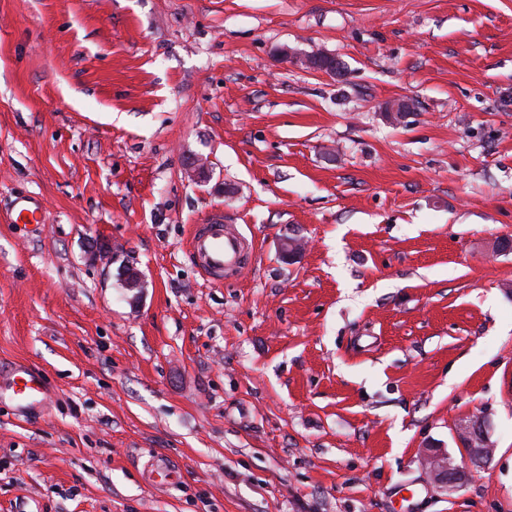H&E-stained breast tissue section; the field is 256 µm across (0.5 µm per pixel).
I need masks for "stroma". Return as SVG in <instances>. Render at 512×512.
I'll return each mask as SVG.
<instances>
[{
	"instance_id": "stroma-1",
	"label": "stroma",
	"mask_w": 512,
	"mask_h": 512,
	"mask_svg": "<svg viewBox=\"0 0 512 512\" xmlns=\"http://www.w3.org/2000/svg\"><path fill=\"white\" fill-rule=\"evenodd\" d=\"M215 215L254 243L221 283ZM510 239L512 0H0V365L50 390L0 399V512H512ZM284 55L286 58L293 59L300 63V65L305 69L325 72L334 77H341L344 72L340 61L331 53L321 52L315 54H303L296 48H289L284 51ZM320 59L334 60L335 65L333 64V66L329 67L327 71L326 68L320 69L317 64ZM46 221V213L41 204L30 200H19L13 209L14 224H31L42 226ZM189 254L208 280L223 282L224 274H237L248 263L252 250L236 226H224L223 219L213 218L192 225ZM3 392H8L16 414L23 418H29L48 401L42 375L36 369L22 364L15 365L6 379L0 375V396ZM459 436L463 442V464L452 465L446 454H426L422 457V465L433 481L447 488L461 480L466 465H479L491 459L494 444L491 442L484 415L473 416L459 428Z\"/></svg>"
}]
</instances>
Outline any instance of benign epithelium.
I'll return each mask as SVG.
<instances>
[{"label": "benign epithelium", "instance_id": "7a95c632", "mask_svg": "<svg viewBox=\"0 0 512 512\" xmlns=\"http://www.w3.org/2000/svg\"><path fill=\"white\" fill-rule=\"evenodd\" d=\"M285 57L293 59L309 70H319L318 61L328 59L335 61V65L327 69V74L340 77L343 75V67L336 56L331 53L321 52L315 54H304L296 48H289L284 51ZM411 104L406 100H396L383 107L385 117L390 123H395V117L408 115ZM190 176L204 182L210 173V164L207 160L194 157L187 164ZM304 249L301 239L286 236L280 244V253L283 258L291 260L299 255ZM459 436L463 442L464 455L463 465H453L448 462L447 455L437 453L426 454L422 457V465L430 474L433 481L445 488L451 487L461 480L464 466L468 464L479 465L493 456L494 444L491 442L485 416L477 415L459 428Z\"/></svg>", "mask_w": 512, "mask_h": 512}]
</instances>
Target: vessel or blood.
<instances>
[{
    "instance_id": "1",
    "label": "vessel or blood",
    "mask_w": 512,
    "mask_h": 512,
    "mask_svg": "<svg viewBox=\"0 0 512 512\" xmlns=\"http://www.w3.org/2000/svg\"><path fill=\"white\" fill-rule=\"evenodd\" d=\"M13 223L42 226L46 213L41 204L19 200L13 209ZM189 253L202 274L210 281H223L226 275L237 274L252 254L249 241L237 227L214 218L205 224L193 225L189 239ZM7 393L16 414L29 417L42 409L48 393L39 371L18 364L7 377H0V393Z\"/></svg>"
}]
</instances>
